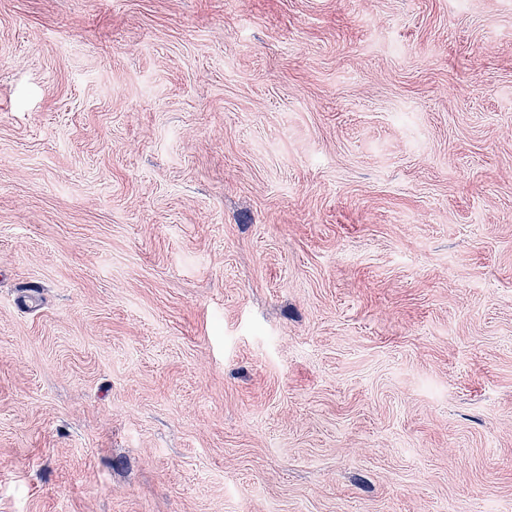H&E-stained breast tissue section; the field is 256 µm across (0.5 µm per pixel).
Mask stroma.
I'll return each instance as SVG.
<instances>
[{"label":"stroma","instance_id":"stroma-1","mask_svg":"<svg viewBox=\"0 0 512 512\" xmlns=\"http://www.w3.org/2000/svg\"><path fill=\"white\" fill-rule=\"evenodd\" d=\"M0 512H512V0H0Z\"/></svg>","mask_w":512,"mask_h":512}]
</instances>
